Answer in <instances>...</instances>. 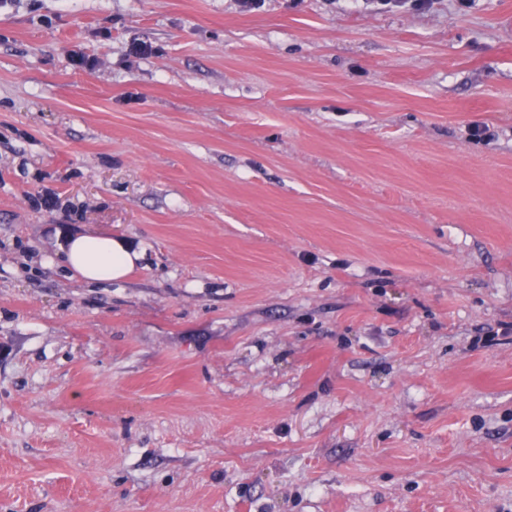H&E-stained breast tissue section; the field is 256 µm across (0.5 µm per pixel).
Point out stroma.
I'll use <instances>...</instances> for the list:
<instances>
[{
  "label": "stroma",
  "mask_w": 512,
  "mask_h": 512,
  "mask_svg": "<svg viewBox=\"0 0 512 512\" xmlns=\"http://www.w3.org/2000/svg\"><path fill=\"white\" fill-rule=\"evenodd\" d=\"M509 18L0 0V512H512ZM58 244L64 263L88 282L124 280L143 256L129 241L100 233L66 234Z\"/></svg>",
  "instance_id": "35a3bbf8"
}]
</instances>
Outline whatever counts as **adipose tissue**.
Listing matches in <instances>:
<instances>
[{
    "label": "adipose tissue",
    "instance_id": "adipose-tissue-1",
    "mask_svg": "<svg viewBox=\"0 0 512 512\" xmlns=\"http://www.w3.org/2000/svg\"><path fill=\"white\" fill-rule=\"evenodd\" d=\"M59 248L64 263L89 282L123 280L142 258L129 241L100 233L65 235Z\"/></svg>",
    "mask_w": 512,
    "mask_h": 512
}]
</instances>
